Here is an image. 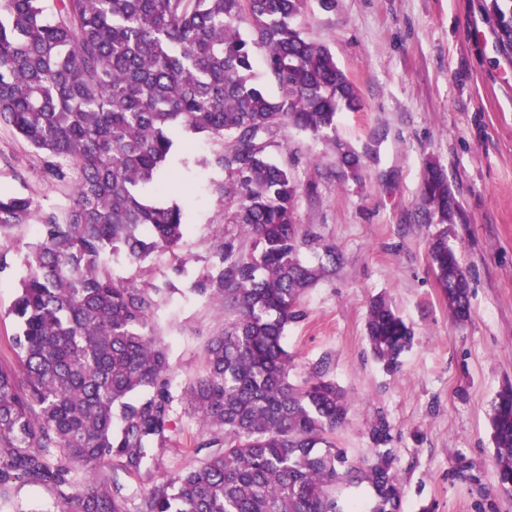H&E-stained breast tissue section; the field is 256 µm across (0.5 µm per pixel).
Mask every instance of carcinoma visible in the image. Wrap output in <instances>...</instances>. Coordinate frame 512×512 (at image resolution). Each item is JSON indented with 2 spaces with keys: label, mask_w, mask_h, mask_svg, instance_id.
<instances>
[{
  "label": "carcinoma",
  "mask_w": 512,
  "mask_h": 512,
  "mask_svg": "<svg viewBox=\"0 0 512 512\" xmlns=\"http://www.w3.org/2000/svg\"><path fill=\"white\" fill-rule=\"evenodd\" d=\"M47 2L0 0V123L42 157L49 180L72 185L61 212L0 193L1 233L39 223L9 309L19 369L0 366V484L48 486L58 512H347L339 488L366 482L370 512H400L389 426L373 428L371 458L351 462L335 439L348 415L343 390L317 368L290 380L285 331L326 267L301 259L310 237L295 220L291 164L274 157L285 150L279 132L322 137L356 180L364 169L333 135L338 110H361V98L330 49L296 24L304 0ZM493 3L500 49L512 43V0ZM258 53L275 97L252 79ZM197 136L217 145L197 164L224 173L213 191L233 206L214 271L191 291L221 306L224 329L207 344L204 375L177 395L149 325L170 284L118 282L111 262L178 248L181 186L164 178ZM421 203L438 220L429 246L438 284L463 321L469 283L447 227L459 205L436 164ZM366 333L388 369L413 340L382 297ZM182 400L202 424L196 447L210 453L159 476L154 450L170 440ZM491 427L495 493L512 501L511 398L495 400ZM114 457L147 485L133 508L105 471Z\"/></svg>",
  "instance_id": "cac0c4a2"
}]
</instances>
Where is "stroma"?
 <instances>
[{
	"label": "stroma",
	"mask_w": 512,
	"mask_h": 512,
	"mask_svg": "<svg viewBox=\"0 0 512 512\" xmlns=\"http://www.w3.org/2000/svg\"><path fill=\"white\" fill-rule=\"evenodd\" d=\"M484 3L336 0L326 10L306 0L298 19L359 90L362 109L341 112L335 136L361 155L364 170L353 179L322 138L292 127L280 133L299 185L296 221L314 237L302 257L314 263L326 247L336 251L335 264L301 299L303 318L286 331L290 377L302 382L319 367L345 391L349 411L336 444L349 460L371 456L372 425L389 424L401 512H512L494 491L490 425L493 402L512 385V63L495 49ZM211 149L195 142L193 160L175 158L168 171L183 186L186 232L177 252L138 266L112 263L116 280L170 283L151 329L168 349L178 392L204 373L205 346L224 325L222 311L190 291L211 270L213 243L225 230L227 202L210 186L222 175L195 163ZM431 161L460 207L448 243L468 269L471 316L462 322L429 257L438 226L420 207V189ZM0 191L56 211L70 194L44 177L40 156L4 124ZM37 235L32 222L0 237L9 262L0 272L2 366L17 364L8 310ZM380 296L414 333L394 370L373 357L366 338L369 306ZM201 432L194 409L178 404L161 471L199 464Z\"/></svg>",
	"instance_id": "obj_1"
}]
</instances>
